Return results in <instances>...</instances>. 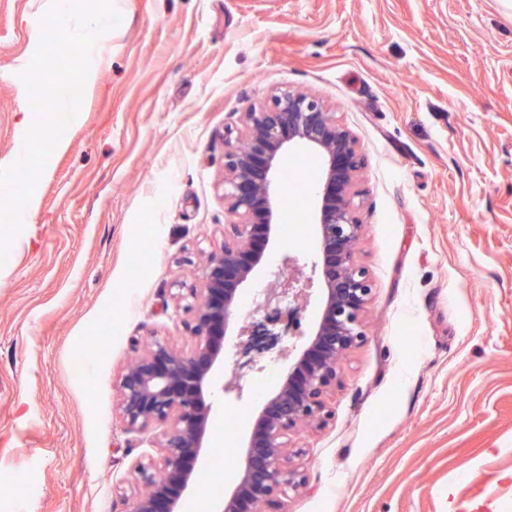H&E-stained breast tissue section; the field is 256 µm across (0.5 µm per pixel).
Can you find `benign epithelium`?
Listing matches in <instances>:
<instances>
[{
  "instance_id": "obj_1",
  "label": "benign epithelium",
  "mask_w": 512,
  "mask_h": 512,
  "mask_svg": "<svg viewBox=\"0 0 512 512\" xmlns=\"http://www.w3.org/2000/svg\"><path fill=\"white\" fill-rule=\"evenodd\" d=\"M243 132L224 154V209L235 220L224 225V242L206 257L202 285L191 290L194 313L190 345L165 340L145 342L119 373L116 414L130 431L164 426L157 458L135 466L143 485L126 512H183V497L203 473L202 457L213 422L211 397L224 375V340L239 314V287L265 264L257 252L242 257L261 237L280 229L279 186L288 146L304 144L322 160L318 184L321 205L322 294L319 316L276 392L252 422L244 450L234 453L236 477L221 500L222 512H269L278 498L305 483L289 448L299 430L319 429L328 417L326 399L336 388L341 361L362 340L365 305L372 287L357 260L362 224L356 215V184L364 167L357 139L336 122L316 96L285 91L269 106L242 115ZM271 272L267 305L290 327L303 309L306 289L293 291Z\"/></svg>"
}]
</instances>
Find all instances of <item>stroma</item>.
Returning <instances> with one entry per match:
<instances>
[{
  "label": "stroma",
  "instance_id": "stroma-1",
  "mask_svg": "<svg viewBox=\"0 0 512 512\" xmlns=\"http://www.w3.org/2000/svg\"><path fill=\"white\" fill-rule=\"evenodd\" d=\"M84 96L0 267V512H125L161 431H126L115 381L155 336L182 347L184 296L224 239V141L294 89L365 155V339L329 417L292 439L285 512H512V8L504 0H117ZM44 0H0V168L35 121L21 78ZM268 260L311 276L309 204L280 186ZM111 329H104V318ZM254 353V416L309 333ZM262 380L253 395V380Z\"/></svg>",
  "mask_w": 512,
  "mask_h": 512
}]
</instances>
